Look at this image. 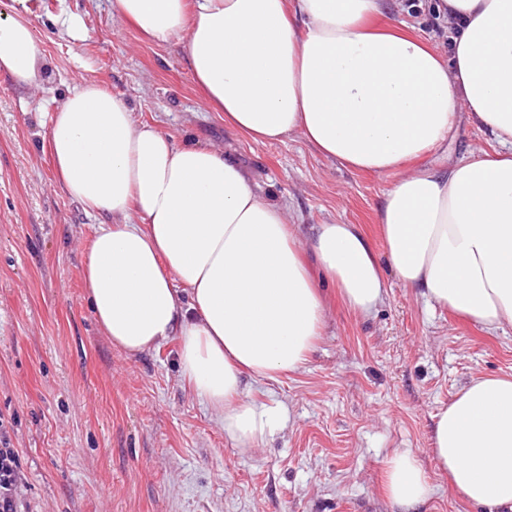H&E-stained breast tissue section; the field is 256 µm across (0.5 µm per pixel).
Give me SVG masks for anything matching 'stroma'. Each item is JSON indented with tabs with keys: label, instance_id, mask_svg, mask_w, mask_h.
<instances>
[{
	"label": "stroma",
	"instance_id": "stroma-1",
	"mask_svg": "<svg viewBox=\"0 0 512 512\" xmlns=\"http://www.w3.org/2000/svg\"><path fill=\"white\" fill-rule=\"evenodd\" d=\"M48 74L21 90L0 76V412L26 476V512H394L383 467L410 450L432 487L424 512H477L450 490L431 451L434 417L472 378L512 374V327L488 332L428 307L395 276L369 316L329 283L323 336L306 365L244 390L285 405V429L231 446L178 366V346L130 356L96 324L82 281L100 221L60 188L45 132L55 101L92 79L128 100L135 122L230 151L294 224H357L377 252L375 214L395 174L350 169L300 135L260 144L224 125L196 86L183 42L145 41L109 0H28ZM427 0L393 16L444 52ZM77 17V37L61 15ZM459 121L432 161L493 151Z\"/></svg>",
	"mask_w": 512,
	"mask_h": 512
}]
</instances>
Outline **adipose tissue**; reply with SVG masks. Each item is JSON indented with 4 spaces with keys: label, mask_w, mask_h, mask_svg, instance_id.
<instances>
[{
    "label": "adipose tissue",
    "mask_w": 512,
    "mask_h": 512,
    "mask_svg": "<svg viewBox=\"0 0 512 512\" xmlns=\"http://www.w3.org/2000/svg\"><path fill=\"white\" fill-rule=\"evenodd\" d=\"M0 20V74L38 85L45 61L27 0ZM165 45L181 38L196 84L256 143L297 133L358 171L397 174L376 213V252L356 224L290 223L224 152L138 123L127 100L82 81L45 141L66 195L101 217L86 253L88 304L130 355L177 341L179 364L224 436L247 450L287 423L244 376L301 369L323 334L311 248L347 306L383 303L385 271L426 302L496 331L512 326V0H433L451 33L439 52L390 22L391 0H110ZM498 147L428 162L460 115ZM432 453L452 492L512 512V376H481L435 416ZM388 500L415 512L431 487L415 454L384 467Z\"/></svg>",
    "instance_id": "adipose-tissue-1"
}]
</instances>
